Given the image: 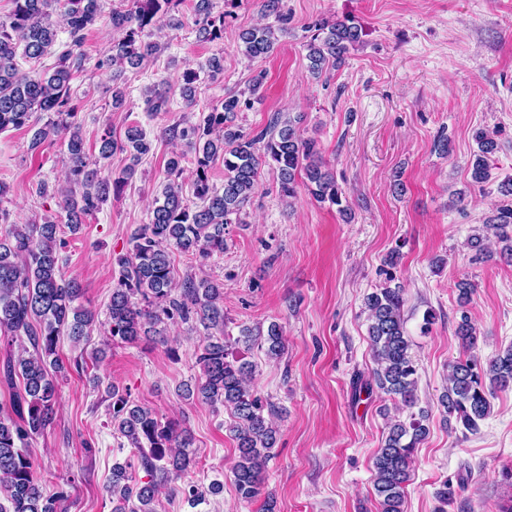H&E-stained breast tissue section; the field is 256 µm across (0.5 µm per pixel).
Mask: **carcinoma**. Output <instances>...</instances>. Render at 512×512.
I'll use <instances>...</instances> for the list:
<instances>
[{
    "instance_id": "obj_1",
    "label": "carcinoma",
    "mask_w": 512,
    "mask_h": 512,
    "mask_svg": "<svg viewBox=\"0 0 512 512\" xmlns=\"http://www.w3.org/2000/svg\"><path fill=\"white\" fill-rule=\"evenodd\" d=\"M12 9L0 21V132L20 129L36 111L54 112L58 121L37 129L29 150L37 151L50 137L67 136V170L60 189V208L67 213L70 232L80 230L81 216L92 215L107 201L112 188L133 177L151 142L142 128L127 130L117 142L107 130L100 138L99 156L90 160L83 138L71 118L70 82L80 71L86 54V32L102 18L101 0H11ZM184 0H129L125 7L112 9L109 21L121 37L112 43V54L97 67L112 72V107L125 102L121 86L125 66L140 64L161 52L162 46L147 40L151 29L164 25L182 27L176 17ZM239 0H224L226 10L213 13L212 0H195L197 38L203 42L224 40V26L233 17ZM262 11L273 15L278 28L246 29L239 34L243 53L250 59L270 55L279 35L288 33L290 15L283 0H262ZM67 30L70 43L58 53L51 74H30L20 70L17 57L40 60L55 53L58 28ZM308 44L309 72L319 78L345 63L350 50L360 42L362 29L346 20H318ZM198 75L186 71L180 78V95L186 106L195 103ZM169 96L163 84L150 88L145 111L154 116L168 111ZM250 100L227 93L197 124L171 126L163 131L178 138L195 152L192 181L195 201L183 195V185L170 181L155 198L151 221L131 238L129 252L115 259L120 281L112 289L108 305V333L112 341L133 343L157 334L165 320L195 321L205 330L197 364L201 376L187 395L222 404L231 411L232 432L237 442L232 467L233 482L245 501L263 497L262 512H277V499L263 492L264 471L274 456L277 429L265 417L262 398L249 382L254 365L234 355L224 333V284L188 277L174 280L172 254L183 253L202 259L224 253L225 226L240 214L258 187L264 166L278 172L279 191L293 199L298 184L318 202H328L347 216L342 205V189L323 161L317 140L300 134L299 119L277 112L257 132H245L235 124L238 112ZM478 153L473 155L471 179L482 184L490 179L489 160L499 149L495 138L476 133ZM129 153L130 163L122 176L102 175L100 162L115 151ZM224 160V187L210 184L209 169L217 157ZM59 224L48 218L41 224H13L0 233V338L6 342L0 376L11 389L9 405L0 404V512H61L64 491L45 495L39 485L28 444L44 434L53 423L59 375L65 366L57 355L62 334L78 343L88 335L95 315L77 304L82 288L77 279H65L60 267L57 238ZM485 227L512 253V202L498 206ZM368 336L377 368L370 378L354 382V395H371L378 389L408 408L416 405L417 369L410 356V341L403 317V289L386 286L367 295ZM219 335H213V331ZM456 335L467 349L475 348L477 336L467 315H462ZM267 344L266 356L277 359L285 350L281 326L271 323L267 331L244 327L235 343L246 345L259 339ZM512 385V347L482 364L476 359L460 360L450 366L448 386L439 404L448 418L464 431L475 433L491 411L496 390ZM112 398V425L136 449L138 460L149 480L139 482L129 472V463L112 466L107 491L112 496V512H156L158 486L180 478L194 466L188 451L192 436L178 423L159 420L148 408L109 389ZM428 412L421 409L404 419L388 423L385 440L374 462V492L379 512H404L410 481V465L415 449L428 435ZM223 482L214 480L204 492L195 485L183 489L194 500L205 493L217 495Z\"/></svg>"
}]
</instances>
